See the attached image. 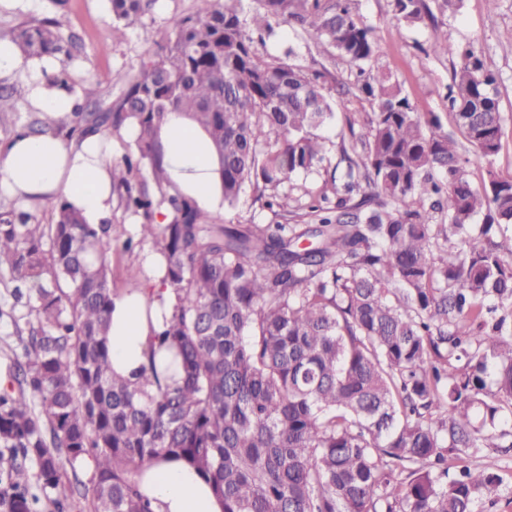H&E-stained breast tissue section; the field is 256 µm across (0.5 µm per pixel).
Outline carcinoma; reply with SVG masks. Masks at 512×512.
<instances>
[{
  "label": "carcinoma",
  "mask_w": 512,
  "mask_h": 512,
  "mask_svg": "<svg viewBox=\"0 0 512 512\" xmlns=\"http://www.w3.org/2000/svg\"><path fill=\"white\" fill-rule=\"evenodd\" d=\"M158 0H108L113 31ZM170 19L164 44L121 94L81 87L69 136L136 129L112 161V193L141 218L164 260L174 311L151 337L141 383L112 373L107 341L111 225L65 203L50 224L0 204V271L18 333L15 374L0 387V512H153L145 464L194 467L224 512H474L502 482L458 463L512 448V176L469 166L501 149L495 77L474 45L435 33L458 60L448 101L474 148L464 159L439 115L416 112L348 0H201ZM423 0H393L424 21ZM313 31L356 70L376 112L364 158L304 203L314 227L217 224L168 192L159 131L186 116L216 153L224 208L251 185L274 214L285 188L329 161L334 118L319 76L258 51L276 27ZM26 59L58 61L51 85L73 92L81 38L55 18L5 36ZM150 166L154 183L142 175ZM166 223H155L159 211ZM483 224L474 228V219ZM95 470L83 480L76 465ZM34 477H29V468Z\"/></svg>",
  "instance_id": "1"
}]
</instances>
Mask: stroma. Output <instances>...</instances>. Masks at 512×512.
<instances>
[{"label":"stroma","instance_id":"35a3bbf8","mask_svg":"<svg viewBox=\"0 0 512 512\" xmlns=\"http://www.w3.org/2000/svg\"><path fill=\"white\" fill-rule=\"evenodd\" d=\"M434 24L398 25L392 13V0H351L353 13L373 28L378 53L375 69L390 73L418 112L437 113L445 129L454 130V116L448 105V87L454 61L443 56H425L434 29L440 28L456 39L473 42L481 51L486 67L497 79L501 109L506 119L502 147L493 157L490 168L500 175H512V0H499L488 8L485 0H450L440 6L438 0H426ZM200 8L199 0H159L151 17L142 26L114 38L112 19L106 0H68L62 13H55L49 0H0V32H9L25 23L43 17L58 16L64 30L77 33L83 41V52L73 68L75 86L98 83L112 95H119L126 77L132 74L144 57L154 54L163 43L168 21L175 15H191ZM299 47V63L307 72L321 73L328 96L336 102L335 125L327 129L331 140L329 165L319 174L297 178L288 189V221L304 223L300 208L307 196L318 195L331 184L334 167L342 161L341 138L350 131H361L373 116L375 104L359 92L355 74L340 57L323 53L315 39L296 34L291 28H278L267 44L269 53L278 55L288 44ZM487 168V169H490ZM487 169H473L474 187H481ZM215 221L234 224H272L275 216L259 201L253 188H245L238 206L225 210L212 207ZM112 254L110 278L113 291L123 290L131 277H143L141 257L154 249L153 240H139L136 216L114 210L112 214ZM138 241L134 250H122L128 238ZM477 464L491 468L503 476V484L494 490L490 500L480 501L476 512H512V451L482 449L475 457Z\"/></svg>","mask_w":512,"mask_h":512}]
</instances>
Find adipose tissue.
I'll return each mask as SVG.
<instances>
[{"instance_id":"obj_1","label":"adipose tissue","mask_w":512,"mask_h":512,"mask_svg":"<svg viewBox=\"0 0 512 512\" xmlns=\"http://www.w3.org/2000/svg\"><path fill=\"white\" fill-rule=\"evenodd\" d=\"M54 59L23 60L16 47L0 42V70L27 74L33 105L52 126V132L33 135L17 130L0 145V187L9 195L61 200L81 212L87 223L104 224L112 217V141L97 135L66 140L55 132L69 124L73 96L49 86L44 73L56 68ZM160 140L174 189L194 198L199 206L214 201L218 192V162L205 133L188 118L175 114L162 127ZM160 255L144 254L145 286L114 296L108 334L114 374L128 377L147 361L149 336L175 304L158 270ZM141 489L153 512H222L221 502L200 476L183 462L158 461L141 476Z\"/></svg>"}]
</instances>
